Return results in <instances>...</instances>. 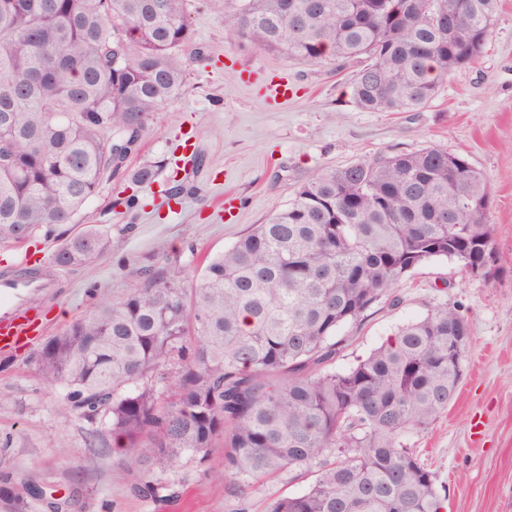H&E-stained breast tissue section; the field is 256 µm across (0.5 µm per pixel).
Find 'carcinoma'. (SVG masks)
I'll list each match as a JSON object with an SVG mask.
<instances>
[{
    "instance_id": "1",
    "label": "carcinoma",
    "mask_w": 512,
    "mask_h": 512,
    "mask_svg": "<svg viewBox=\"0 0 512 512\" xmlns=\"http://www.w3.org/2000/svg\"><path fill=\"white\" fill-rule=\"evenodd\" d=\"M160 6H155V3ZM191 0H0V244L68 224L127 170L147 123L182 91ZM239 0L230 25L291 60L352 64L365 112L424 108L482 56L499 0ZM487 181L436 146L312 176L288 204L211 258L190 282L177 256L137 270L38 355L64 416L109 420L134 491L224 440V472L246 501L267 476L314 473L269 512H441L431 472L407 447L454 399L470 335L446 304L407 322L356 365L336 357L352 326L416 268L499 258ZM112 251L82 224L52 254L70 268Z\"/></svg>"
}]
</instances>
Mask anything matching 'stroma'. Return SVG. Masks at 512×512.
<instances>
[{"mask_svg": "<svg viewBox=\"0 0 512 512\" xmlns=\"http://www.w3.org/2000/svg\"><path fill=\"white\" fill-rule=\"evenodd\" d=\"M236 7V0H224L220 10L192 7L193 41L203 55H184L181 93L154 114L127 163L133 169L181 155L184 139L192 138L202 163L184 174L179 201L165 196V170L134 192L137 210L106 215L110 198L132 193L124 176L107 182L83 221L111 225V255L59 270L57 291L38 298L36 332L0 353V484L18 493L40 489L23 512H54L56 502L61 512H267L276 498L306 490L310 474L284 472L240 502L224 476L218 440L205 459H181L168 500L136 496L131 470L116 462L106 441V423L63 417L68 390L42 382L37 355L94 302L125 293L139 267L177 254L188 275H197L319 171L432 145L466 157L484 175L499 269L487 280L447 259L419 267L403 281L400 305L380 301L357 328L346 329L336 367L355 365L399 325L436 306L461 305L470 343L458 393L408 445L443 488L445 512H512V0H501L479 62L457 70L417 112L361 111L351 98L350 67L298 63L239 38L227 25ZM247 71L288 75L292 99L266 104L259 85L242 84L239 75ZM227 193L241 203L229 224L220 204Z\"/></svg>", "mask_w": 512, "mask_h": 512, "instance_id": "obj_1", "label": "stroma"}]
</instances>
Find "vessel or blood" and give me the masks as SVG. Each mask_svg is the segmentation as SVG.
<instances>
[{
  "label": "vessel or blood",
  "instance_id": "b4317fda",
  "mask_svg": "<svg viewBox=\"0 0 512 512\" xmlns=\"http://www.w3.org/2000/svg\"><path fill=\"white\" fill-rule=\"evenodd\" d=\"M55 270L43 269L37 279L20 277L15 271L0 273V350L12 347L29 336L35 319L23 307L27 295L37 288L52 287Z\"/></svg>",
  "mask_w": 512,
  "mask_h": 512
}]
</instances>
